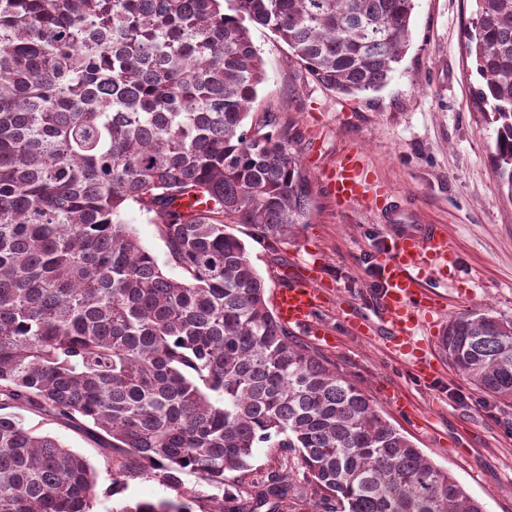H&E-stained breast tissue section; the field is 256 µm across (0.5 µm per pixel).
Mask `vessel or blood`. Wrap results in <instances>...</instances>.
I'll return each instance as SVG.
<instances>
[{
	"instance_id": "b4317fda",
	"label": "vessel or blood",
	"mask_w": 512,
	"mask_h": 512,
	"mask_svg": "<svg viewBox=\"0 0 512 512\" xmlns=\"http://www.w3.org/2000/svg\"><path fill=\"white\" fill-rule=\"evenodd\" d=\"M369 183L365 166L357 155L348 154L338 162L327 188L338 204L347 206L364 198ZM455 260L444 225H393L377 262L383 284L377 315L389 330L387 343L391 350L412 353L415 330L437 306L434 295L424 291L422 278L443 272ZM286 279V286L275 292L281 322L289 327L311 328L317 339L328 340L329 330L314 322L323 302L320 267L306 265L298 273L287 274Z\"/></svg>"
}]
</instances>
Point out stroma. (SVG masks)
<instances>
[{"label": "stroma", "instance_id": "stroma-1", "mask_svg": "<svg viewBox=\"0 0 512 512\" xmlns=\"http://www.w3.org/2000/svg\"><path fill=\"white\" fill-rule=\"evenodd\" d=\"M472 11V0H415L402 62L382 90L355 97L318 85L286 44L268 29L252 27L266 71L253 109L274 113L293 136L311 183V220L285 239L250 240L246 246L270 296L283 284L281 270L317 261L327 296L316 320L334 341L325 344L307 328L296 330V337L365 390L417 448L484 503L486 512H512V403L469 384L431 345L432 333L460 313L489 310L512 319V194L493 171L496 126L473 96L479 78L465 36ZM347 152L359 153L372 180L389 188L397 207L445 225L458 256L456 266L427 281L446 306L414 336L420 349H431L440 360L433 376H420L414 357L392 352L382 326L359 335L349 325L351 316H376L375 264L389 231L370 202L340 207L329 195L327 180ZM393 392L401 395V406L388 402ZM28 421L101 470L99 447L82 432L33 414ZM297 463L281 449H255L250 470L231 473L225 490L248 512H327V504L303 493L283 501L260 499L272 478ZM109 483L101 470L99 488ZM173 495L144 475L129 480L120 498L99 495L95 512H112L120 499Z\"/></svg>", "mask_w": 512, "mask_h": 512}]
</instances>
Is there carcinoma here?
<instances>
[{"label":"carcinoma","mask_w":512,"mask_h":512,"mask_svg":"<svg viewBox=\"0 0 512 512\" xmlns=\"http://www.w3.org/2000/svg\"><path fill=\"white\" fill-rule=\"evenodd\" d=\"M467 29L494 171L512 193V0ZM415 0H0V512H94L98 471L26 421L84 427L109 493L151 475L173 498L116 512H242L227 474L266 446L342 512H485L269 308L245 242L310 221L288 127L251 112L265 81L250 26L315 81L377 92L410 42ZM202 208L175 210L176 197ZM137 206L158 259L123 223ZM470 384L512 400V320L448 321ZM195 474L214 492L187 488ZM290 474L267 494L290 496ZM126 224H132L133 229L147 247L159 260L160 264L166 261V246L158 235L156 225L153 224L149 215L142 212L136 206L129 207L123 214Z\"/></svg>","instance_id":"1"}]
</instances>
